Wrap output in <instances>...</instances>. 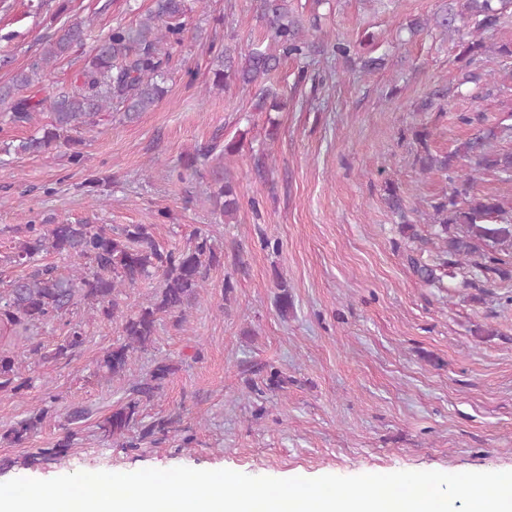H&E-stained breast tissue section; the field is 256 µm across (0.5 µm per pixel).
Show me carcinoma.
<instances>
[{"label":"carcinoma","mask_w":512,"mask_h":512,"mask_svg":"<svg viewBox=\"0 0 512 512\" xmlns=\"http://www.w3.org/2000/svg\"><path fill=\"white\" fill-rule=\"evenodd\" d=\"M508 4L509 0H452L430 18L410 20L407 29L413 36L431 28L446 35L471 23V39L459 44L460 60L469 65L490 49L512 59L511 42L489 47L484 37L495 29ZM187 11L186 0H155L153 10L137 27H118L97 41L78 74L77 85L44 97L37 93L19 95L35 86L42 87L47 68L87 39L86 21L75 19L62 25L36 63L0 85V108L10 113L11 121L30 124L40 113L50 114L48 124L4 152L45 154L64 146L71 151V160L80 163L84 155L79 149L81 140L73 136L74 132L96 124L114 103L124 107L129 118L155 107L167 93L170 53L166 46L181 42ZM261 19L272 32L275 48L260 43L240 50L227 48L213 69V84L217 86L238 82L246 88H256L254 109L259 112L267 108L271 95L263 80L278 69L282 59L306 58L312 52H322L321 45L304 33L292 0H261ZM324 46L333 56L352 61L351 44L328 40ZM510 129L512 125L491 126L442 155L429 151L428 127L412 130L413 140L420 146L416 156L420 173L438 174L448 180V193L432 201L431 212L427 213V221L435 226L436 258L431 264L409 258L423 284H439L443 276L453 275L464 265L476 269L488 281L512 280V199L473 191L478 174L512 178V151L493 145L498 132ZM385 194L389 209L400 219L401 233L414 243L423 241L406 220L399 187L388 182ZM216 201L224 217L233 218L239 209V198L231 180L226 179L219 186ZM14 232L17 242L6 262L23 267L26 272L9 280L7 288L0 292V326L16 336L34 335L66 317L81 303L88 306L92 317L111 321L120 313L123 289L134 288L152 276L160 278L147 303L122 315L123 341L104 351L97 361V370L114 378L126 375L135 354L153 342L160 316L177 314L184 318L186 309L207 287L209 268L221 264L223 258L212 238L202 231L195 233L192 245L167 249L156 241L152 224H125L120 228L101 224H19ZM50 254L69 260V272L63 274L57 266L44 262ZM66 326L63 343L52 351L40 345L23 351L0 348V393L20 397L32 388V378L24 376L30 367L28 359L35 357L39 363L68 360L84 346L85 323L68 320ZM172 372L171 364L156 361L145 376L132 381L128 396L98 420L96 427L101 437L123 448H136L149 437L165 439L169 421L143 423L141 405L155 397ZM91 414V408L85 406L70 409L64 435L53 447L25 456L23 465L65 455L76 436L70 425ZM55 416V399L51 398L37 414L16 422L3 439L20 446L38 424Z\"/></svg>","instance_id":"obj_1"}]
</instances>
